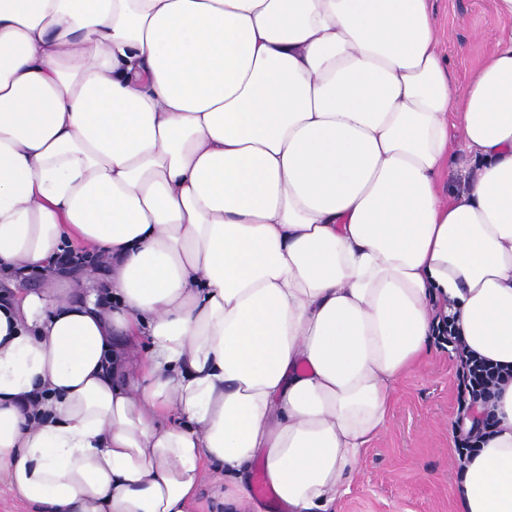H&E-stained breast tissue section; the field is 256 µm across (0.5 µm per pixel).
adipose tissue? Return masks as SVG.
<instances>
[{"mask_svg":"<svg viewBox=\"0 0 512 512\" xmlns=\"http://www.w3.org/2000/svg\"><path fill=\"white\" fill-rule=\"evenodd\" d=\"M67 243L107 271L82 300L0 301L11 489L187 512L212 465L256 512L259 454L289 512H333L438 300L512 370V32L462 91L433 0H0V274L56 278ZM485 412L455 495L512 512V373ZM464 171L465 159L463 157H458L449 169L446 168L441 173L439 188L442 198L448 200L450 195L461 191L464 185V180L467 177Z\"/></svg>","mask_w":512,"mask_h":512,"instance_id":"adipose-tissue-1","label":"adipose tissue"}]
</instances>
